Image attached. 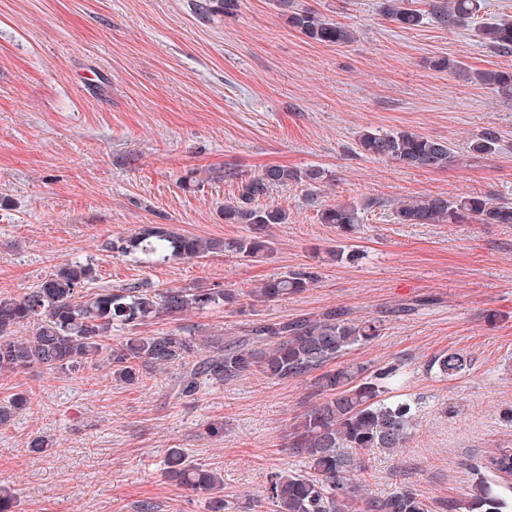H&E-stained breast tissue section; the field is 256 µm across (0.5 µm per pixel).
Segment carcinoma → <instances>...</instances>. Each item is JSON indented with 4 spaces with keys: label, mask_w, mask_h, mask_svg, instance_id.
Returning a JSON list of instances; mask_svg holds the SVG:
<instances>
[{
    "label": "carcinoma",
    "mask_w": 512,
    "mask_h": 512,
    "mask_svg": "<svg viewBox=\"0 0 512 512\" xmlns=\"http://www.w3.org/2000/svg\"><path fill=\"white\" fill-rule=\"evenodd\" d=\"M277 2L288 12V25L317 43L340 46L354 40L349 27L314 8H296L293 0ZM237 3L200 0L196 9L206 17L231 14ZM482 9L483 0H436L431 4V13L439 23L470 26L486 48L512 54V20L486 22L480 16ZM381 12L407 30L424 20V14L405 0H382ZM473 77L501 98L512 100V70L475 71ZM498 148L497 133L488 129L467 144L465 154L478 158ZM357 150L373 159L429 171L445 169L461 157L446 141L401 129L365 130L357 139ZM326 178V171L320 168L276 164L253 176L238 175V195L224 205V223L248 227V234L238 239H202L177 232L167 224H152L111 243V248L152 264L226 251L262 259L273 251L270 230L276 224L288 223V213L278 206L259 207L258 201L278 187L321 183ZM379 205L377 200L362 204L339 201L318 209L317 214L320 223L334 225L339 235L348 237L361 223L362 211ZM393 216L398 224L512 225V201L483 195L449 199L427 194L393 204ZM96 280L92 263L67 261L24 295L0 298V371L39 367L73 373L97 364L109 368L116 380L134 385L150 373L180 363L187 367L175 383L180 397L195 395L202 380L222 385L253 371L274 382L309 379L323 394V401L298 417L289 441L292 453L308 460V470L270 474L267 494L273 512H430L426 497L410 484L377 498L367 494L360 479L366 470L361 452L403 448L413 429L417 402L381 399L382 381H398V368L383 367L367 377L360 367H330L353 347L377 339L383 330L381 320L347 318L331 309L316 318L259 323L246 336L197 339L177 330L145 336L139 331L144 325L193 311L239 305L240 294L218 287L158 289L147 283L100 286L92 291L90 285ZM315 281L314 272L306 270L273 276L248 293L250 305L269 306L306 291ZM24 327L32 328L31 335H17ZM114 330L126 332L115 346ZM472 365L470 356L448 351L435 356L429 367L445 379L467 373ZM26 404L21 394L0 402V425L8 424ZM484 468L511 476L512 448L495 449ZM163 473L190 489L213 494L210 512H224L220 473L189 461L180 448L167 451ZM448 512H500L492 482L477 472L466 500L448 501Z\"/></svg>",
    "instance_id": "obj_1"
}]
</instances>
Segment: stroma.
<instances>
[{
    "instance_id": "obj_1",
    "label": "stroma",
    "mask_w": 512,
    "mask_h": 512,
    "mask_svg": "<svg viewBox=\"0 0 512 512\" xmlns=\"http://www.w3.org/2000/svg\"><path fill=\"white\" fill-rule=\"evenodd\" d=\"M353 29L345 46L289 27L276 0H239L234 14L202 18L195 0H0V296H22L57 265L91 262L99 284L247 291L303 267L318 280L274 305L203 313L143 326L189 336H242L257 323L342 309L381 319L380 337L343 363L373 371L401 365L391 401L422 406L406 448L364 455L369 493L403 483L431 512L462 498L497 448H512V225L397 224L391 206L423 194L512 198V101L475 83L477 70H512V55L485 49L473 31L427 14L408 31L380 0H295ZM461 70L433 68L435 59ZM494 129L499 152L439 171L358 154L366 129H404L463 150ZM270 164L325 169L318 200H381L350 239L320 223L309 187L275 188L265 202L287 211L273 252L250 262L227 252L149 266L109 249L140 227L228 241L224 221L235 173ZM471 355L465 375L442 379L429 361ZM174 364L129 386L102 366L78 373L34 367L0 373V401L28 405L0 427V486L13 512H207L208 493L168 480L171 448L217 470L229 512L261 506L267 476L300 471L288 435L320 402L310 381L244 375L175 395ZM224 432L208 435L209 423ZM37 435L53 448L32 452Z\"/></svg>"
}]
</instances>
